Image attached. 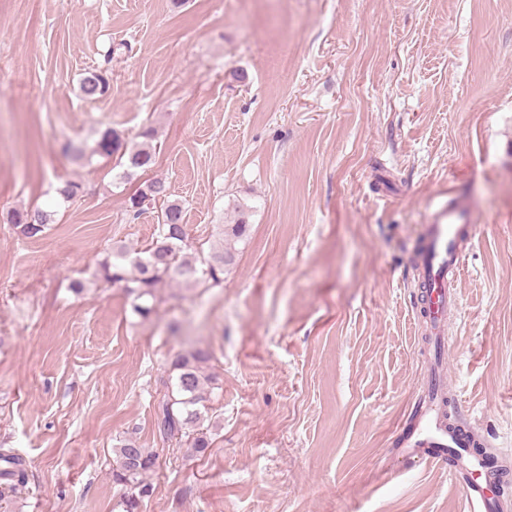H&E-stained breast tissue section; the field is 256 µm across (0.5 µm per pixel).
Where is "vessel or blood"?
<instances>
[{
  "mask_svg": "<svg viewBox=\"0 0 512 512\" xmlns=\"http://www.w3.org/2000/svg\"><path fill=\"white\" fill-rule=\"evenodd\" d=\"M479 221L473 203L461 194L449 192L447 202L430 209L422 227L416 252L418 308L424 313L427 334L443 341L448 316L457 307L454 287L460 276L464 255L458 241ZM406 435L400 445L402 457L447 463L448 449H459L460 457L449 468L451 476L467 489V512H505L508 501L492 491L484 480L481 455L460 450L459 437L442 423L438 401L432 389H425L408 416Z\"/></svg>",
  "mask_w": 512,
  "mask_h": 512,
  "instance_id": "1",
  "label": "vessel or blood"
}]
</instances>
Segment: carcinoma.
<instances>
[{"mask_svg":"<svg viewBox=\"0 0 512 512\" xmlns=\"http://www.w3.org/2000/svg\"><path fill=\"white\" fill-rule=\"evenodd\" d=\"M109 88L107 70L97 67L80 82V96L96 100L105 95ZM143 141L132 146L122 142L120 136L107 129L96 141L91 154L110 156L122 150L128 153L131 169L150 166L153 162L152 141L154 130L146 128L141 133ZM161 203L157 234L145 248L144 255L131 257L120 247L105 257L98 268V279L103 283L124 289L133 296V311L142 318L152 313L147 300L155 299L158 288L170 281L195 284L205 279L214 285L223 282L225 267L233 264L235 253L232 244L247 237L248 222L244 212L232 224L224 225V247L198 260L183 253L188 239L184 223V206L178 200L170 199L169 186L162 179L144 184L129 197V208L138 216L144 206ZM8 222L27 238L43 233L51 223V214L40 209H16L8 213ZM208 355L200 350L180 352L170 363V387L159 402L157 428L164 438H172L185 430L195 427L203 420L200 403L203 402L204 385L210 381L205 374L204 364ZM116 469L113 478L126 487L127 493L120 502L123 512H135L139 498L147 493L143 476L154 470L157 456L137 444L134 438H127L115 449ZM0 477L11 479L7 489L0 491V502L6 501L27 483V474L20 458L11 453L0 454Z\"/></svg>","mask_w":512,"mask_h":512,"instance_id":"carcinoma-1","label":"carcinoma"}]
</instances>
